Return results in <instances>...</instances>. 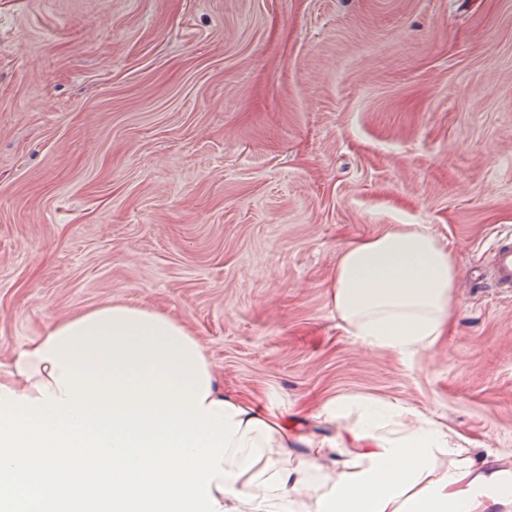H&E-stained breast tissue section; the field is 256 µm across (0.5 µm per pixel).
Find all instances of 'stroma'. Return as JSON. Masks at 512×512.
<instances>
[{"instance_id":"stroma-1","label":"stroma","mask_w":512,"mask_h":512,"mask_svg":"<svg viewBox=\"0 0 512 512\" xmlns=\"http://www.w3.org/2000/svg\"><path fill=\"white\" fill-rule=\"evenodd\" d=\"M417 224L456 305L373 352L327 288L349 242ZM512 0H0V357L87 307L186 323L225 394L297 428L346 394L512 468ZM479 279L489 278L501 290L511 292L512 288V235H500L490 248V260L486 269L477 275Z\"/></svg>"}]
</instances>
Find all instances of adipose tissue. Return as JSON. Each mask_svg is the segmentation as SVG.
Returning a JSON list of instances; mask_svg holds the SVG:
<instances>
[{"instance_id":"ef3b65f1","label":"adipose tissue","mask_w":512,"mask_h":512,"mask_svg":"<svg viewBox=\"0 0 512 512\" xmlns=\"http://www.w3.org/2000/svg\"><path fill=\"white\" fill-rule=\"evenodd\" d=\"M448 250L416 224L344 246L328 297L344 332L405 359L455 306ZM322 436L225 395L196 336L109 303L0 359V512H512V470L445 423L362 395L325 402Z\"/></svg>"}]
</instances>
